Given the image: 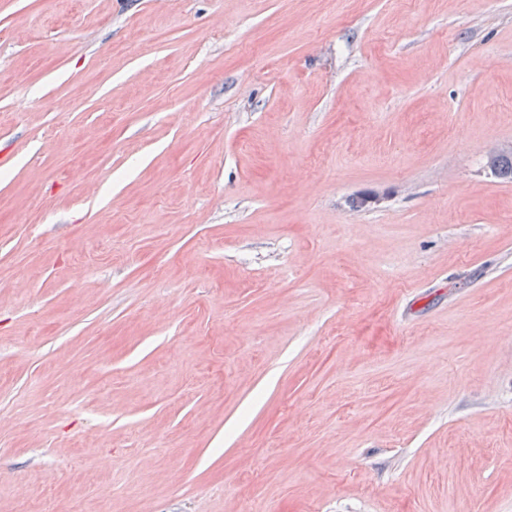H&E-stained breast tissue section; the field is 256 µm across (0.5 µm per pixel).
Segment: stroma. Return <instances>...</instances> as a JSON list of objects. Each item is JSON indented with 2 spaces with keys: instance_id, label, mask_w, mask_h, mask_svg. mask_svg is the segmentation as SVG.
<instances>
[{
  "instance_id": "stroma-1",
  "label": "stroma",
  "mask_w": 512,
  "mask_h": 512,
  "mask_svg": "<svg viewBox=\"0 0 512 512\" xmlns=\"http://www.w3.org/2000/svg\"><path fill=\"white\" fill-rule=\"evenodd\" d=\"M508 148L512 0H0V512H512Z\"/></svg>"
}]
</instances>
